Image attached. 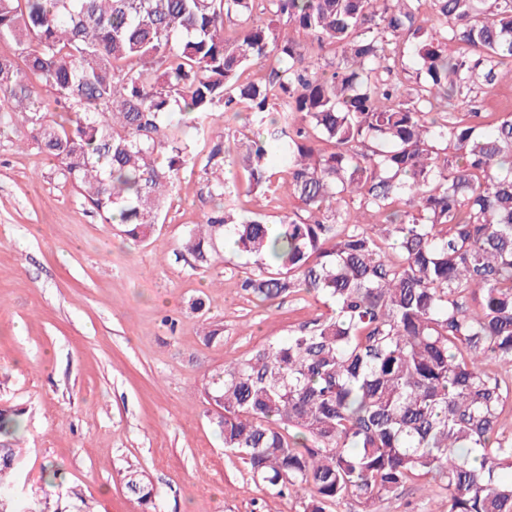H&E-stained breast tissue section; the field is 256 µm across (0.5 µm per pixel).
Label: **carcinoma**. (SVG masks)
Returning <instances> with one entry per match:
<instances>
[{
    "mask_svg": "<svg viewBox=\"0 0 512 512\" xmlns=\"http://www.w3.org/2000/svg\"><path fill=\"white\" fill-rule=\"evenodd\" d=\"M0 39V133L25 130L105 223L146 239L200 163L222 203L182 241L194 268L229 237L242 290L326 307L204 383L255 481L298 512H376L427 478L448 512H512V372L488 369L512 365V113L468 99L512 76V0H0ZM242 113L245 152L196 150ZM226 169L278 222L241 215ZM22 416L0 408V486ZM124 486L153 504L143 472Z\"/></svg>",
    "mask_w": 512,
    "mask_h": 512,
    "instance_id": "obj_1",
    "label": "carcinoma"
}]
</instances>
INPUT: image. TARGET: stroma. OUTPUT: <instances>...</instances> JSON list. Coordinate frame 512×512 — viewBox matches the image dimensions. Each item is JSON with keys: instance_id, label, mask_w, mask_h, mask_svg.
<instances>
[{"instance_id": "1", "label": "stroma", "mask_w": 512, "mask_h": 512, "mask_svg": "<svg viewBox=\"0 0 512 512\" xmlns=\"http://www.w3.org/2000/svg\"><path fill=\"white\" fill-rule=\"evenodd\" d=\"M17 138L0 139V406L24 415L17 474L0 495L25 512L51 463L62 475L51 495L78 490L85 512H142L124 488L132 466L156 490L153 512H296L295 498L256 484L225 450L202 383L323 312L321 301H256L229 247L208 271L193 269L182 240L214 206L200 168L179 171L163 224L134 241ZM213 328L221 337L210 343ZM447 510L433 481L378 505Z\"/></svg>"}]
</instances>
